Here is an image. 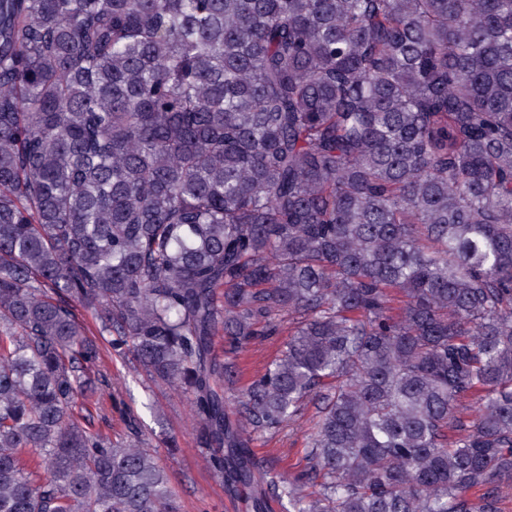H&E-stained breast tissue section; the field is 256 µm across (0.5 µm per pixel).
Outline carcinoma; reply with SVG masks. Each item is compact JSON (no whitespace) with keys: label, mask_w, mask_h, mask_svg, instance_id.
<instances>
[{"label":"carcinoma","mask_w":512,"mask_h":512,"mask_svg":"<svg viewBox=\"0 0 512 512\" xmlns=\"http://www.w3.org/2000/svg\"><path fill=\"white\" fill-rule=\"evenodd\" d=\"M78 305L257 512H501L512 0H0V512H182L136 425L78 421ZM287 319L235 387L214 337ZM288 336H276L265 341H256L248 345L247 351L235 361L243 371L242 378L236 387L244 384L251 377L263 370L266 363L273 360L279 353L281 343ZM307 428L304 420L285 428L273 437L255 442L251 446L254 458L267 470H300L305 464L302 458L306 447Z\"/></svg>","instance_id":"1"}]
</instances>
